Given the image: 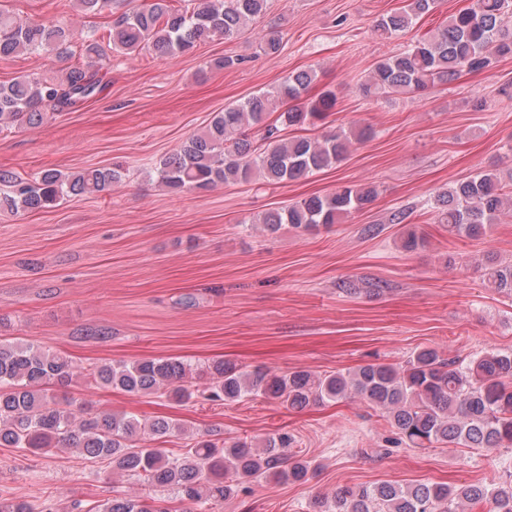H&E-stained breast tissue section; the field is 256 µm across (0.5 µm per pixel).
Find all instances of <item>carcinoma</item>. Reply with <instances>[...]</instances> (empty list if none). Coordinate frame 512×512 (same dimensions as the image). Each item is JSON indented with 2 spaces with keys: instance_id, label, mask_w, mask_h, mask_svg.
Here are the masks:
<instances>
[{
  "instance_id": "1",
  "label": "carcinoma",
  "mask_w": 512,
  "mask_h": 512,
  "mask_svg": "<svg viewBox=\"0 0 512 512\" xmlns=\"http://www.w3.org/2000/svg\"><path fill=\"white\" fill-rule=\"evenodd\" d=\"M112 0H69L85 15L104 11ZM268 0H148L114 18L107 30L111 50L139 52L145 48L171 58L192 50L210 37H231L266 12ZM435 0H405L399 11L380 19L375 32L391 38L431 11ZM82 41L87 63L68 70L59 81L18 76L0 83V129L38 127L54 112L96 96L98 67L105 59L95 33H79L54 20H21L0 8V59L54 52L71 55ZM512 56V0H471L470 5L410 48L382 59L360 86L366 97L378 93L424 91L464 74L493 69L498 59ZM317 75L303 70L284 82L216 113L206 131L192 136L155 168L156 182L172 191L208 189L218 183L248 182L258 175L269 184L297 180L336 164L350 142L342 130L321 138L279 134L266 123L279 113L286 127H303L326 119L336 105L327 90L307 99ZM264 127L258 142L246 130ZM116 169H85L64 173L44 169L23 176L0 170V215L53 208L72 195L108 193L121 182ZM366 185L340 186L335 191L296 202L284 210L266 211L255 223L270 231L286 224L310 232L337 223L376 197ZM440 223L448 234L478 239L493 224L512 218V170L481 169L433 196ZM425 244L423 235L406 230L400 239L405 252ZM483 277L494 292L512 297V263L481 259ZM77 367L66 355L30 344L0 340V447L47 453L73 448L88 459H107L114 473L137 476L149 486L168 487L189 501L187 512H216L224 501L258 484L270 474L304 483L313 463L293 450L286 431L265 438L261 446L246 438L219 444L205 436L194 439L177 457L154 443L181 430L176 422L155 421L149 427L133 415L74 407L53 386L72 381ZM90 384L124 392L160 394L188 402H237L253 396L273 400L291 411L312 403L358 398L383 413L395 430V443L409 448L439 445L465 448L512 447V351L488 350L460 358L422 349L399 367L369 364L353 372L316 375L306 370L277 374L256 367L243 370L215 362L193 370L175 357L145 358L131 364L90 365L80 372ZM311 512H512V480L461 485H402L380 482L345 486L330 497H315ZM0 512H169L141 496L118 495L83 509L73 501L59 510L27 500H0Z\"/></svg>"
}]
</instances>
